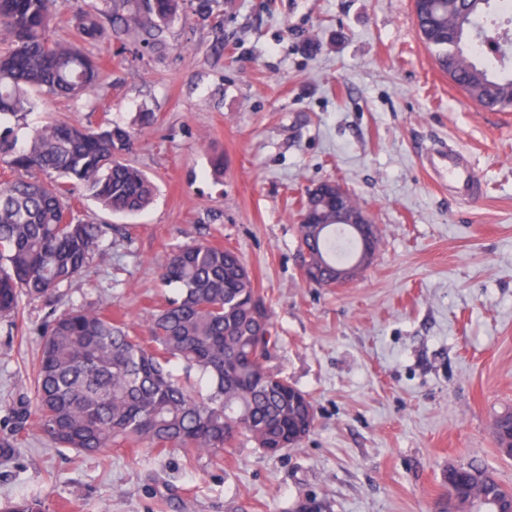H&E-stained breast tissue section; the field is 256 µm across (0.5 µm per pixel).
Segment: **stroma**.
<instances>
[{
    "label": "stroma",
    "mask_w": 512,
    "mask_h": 512,
    "mask_svg": "<svg viewBox=\"0 0 512 512\" xmlns=\"http://www.w3.org/2000/svg\"><path fill=\"white\" fill-rule=\"evenodd\" d=\"M141 0H55L50 37L83 42L103 68L93 93H44L14 127L18 144L50 119L139 127L130 163L154 202L113 214L75 190L76 216L108 225L95 261L60 289L58 310L96 306L143 334L177 290L160 265L198 240L235 248L272 312L268 369L310 396L314 430L270 456L239 436L223 458L51 447L30 429L0 464V501L45 512H446L448 468H487L512 491V457L491 424L512 410V110L471 102L439 70L413 0H186L167 24H139ZM152 117L139 124L140 114ZM459 146L487 191L454 202L421 151ZM224 156V175L211 172ZM333 180L374 219L379 244L353 283L302 279L307 188ZM0 322V430L30 394L48 309L23 302Z\"/></svg>",
    "instance_id": "obj_1"
}]
</instances>
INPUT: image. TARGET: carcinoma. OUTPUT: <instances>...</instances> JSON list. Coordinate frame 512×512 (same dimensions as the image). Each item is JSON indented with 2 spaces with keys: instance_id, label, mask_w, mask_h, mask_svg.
I'll list each match as a JSON object with an SVG mask.
<instances>
[{
  "instance_id": "cac0c4a2",
  "label": "carcinoma",
  "mask_w": 512,
  "mask_h": 512,
  "mask_svg": "<svg viewBox=\"0 0 512 512\" xmlns=\"http://www.w3.org/2000/svg\"><path fill=\"white\" fill-rule=\"evenodd\" d=\"M415 10L422 41L441 71L468 99L490 110L512 109V73L479 60L472 36L492 37L502 47L498 19L512 13V0H429ZM54 0H0V118L16 120L33 110L28 89L76 99L101 79V64L76 43L48 38ZM183 0H144L145 13L171 21ZM99 14L78 18L80 40L100 32ZM136 133L119 125L50 121L16 148L11 131H0V163L13 174L0 182V320L14 326L21 301L58 300V289L102 256L105 225L73 216L66 195L80 186L114 213L135 214L152 201L155 185L125 156ZM323 195L304 201L300 246L321 259L319 286L335 285L336 263L348 264L359 242L336 225L310 239L304 224L329 219ZM161 279L177 297L147 318L148 338L91 308L48 313L40 358L32 380L33 401L12 408V426L0 434V461L10 462L27 424L42 430L56 448L104 456L114 447L146 445L163 452L183 448L221 458L240 433L264 452L301 444L298 426L313 403L288 379L267 369L276 350L269 310L256 318L251 301L261 295L255 277L233 248L191 242L171 251ZM206 378L208 392L193 395L176 370ZM512 411L493 424L497 447L512 448ZM456 486L469 495L499 497L507 489L487 469L461 466ZM0 512H43L23 500Z\"/></svg>"
}]
</instances>
